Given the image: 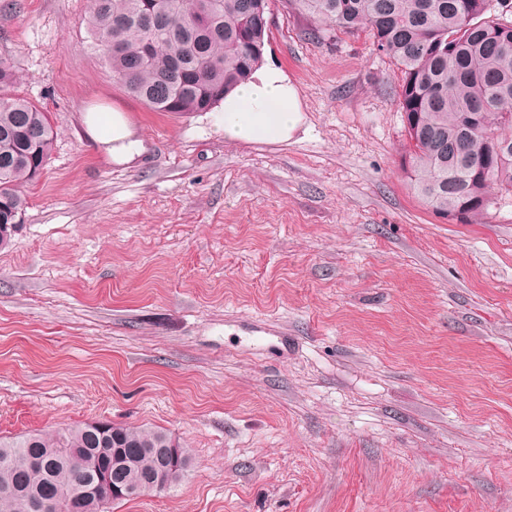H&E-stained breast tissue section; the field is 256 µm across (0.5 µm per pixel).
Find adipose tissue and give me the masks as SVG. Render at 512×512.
Returning <instances> with one entry per match:
<instances>
[{
	"instance_id": "ef3b65f1",
	"label": "adipose tissue",
	"mask_w": 512,
	"mask_h": 512,
	"mask_svg": "<svg viewBox=\"0 0 512 512\" xmlns=\"http://www.w3.org/2000/svg\"><path fill=\"white\" fill-rule=\"evenodd\" d=\"M215 125L225 139L245 143H277L290 139L301 125L299 94L279 68L263 65L224 99ZM85 132L108 161L127 164L146 150L125 112L91 109L83 115Z\"/></svg>"
}]
</instances>
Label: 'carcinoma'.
<instances>
[{"label": "carcinoma", "instance_id": "obj_1", "mask_svg": "<svg viewBox=\"0 0 512 512\" xmlns=\"http://www.w3.org/2000/svg\"><path fill=\"white\" fill-rule=\"evenodd\" d=\"M258 0H92L95 48L128 93L155 112H210L258 67L252 46L268 44ZM313 20L311 34L366 32L401 73L397 91L410 123V183L435 212L483 224L512 200V21L493 0H286ZM15 78L0 56V247L27 207L24 188L49 159V113L1 90ZM102 448L128 462L113 477L144 480L162 448L187 449L168 433L84 422L54 434L0 437V512H47ZM39 456L34 469L27 459Z\"/></svg>", "mask_w": 512, "mask_h": 512}]
</instances>
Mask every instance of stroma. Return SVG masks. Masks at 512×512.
I'll return each instance as SVG.
<instances>
[{
  "instance_id": "stroma-1",
  "label": "stroma",
  "mask_w": 512,
  "mask_h": 512,
  "mask_svg": "<svg viewBox=\"0 0 512 512\" xmlns=\"http://www.w3.org/2000/svg\"><path fill=\"white\" fill-rule=\"evenodd\" d=\"M88 2L0 0L10 91L54 125L0 248V436L109 420L189 448L179 484L109 512H512V207L420 200L394 63L270 0L303 122L234 142L116 82ZM90 106L146 152L103 158Z\"/></svg>"
}]
</instances>
